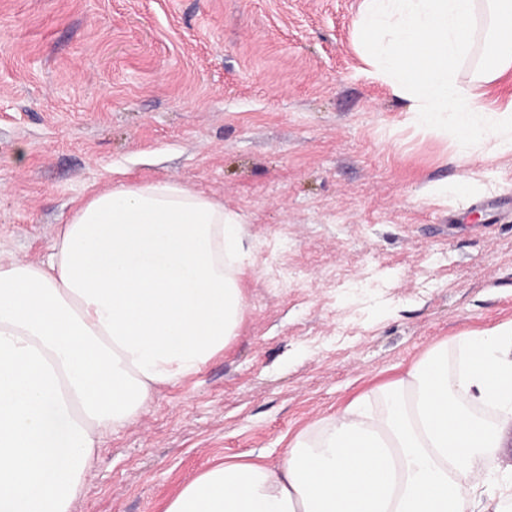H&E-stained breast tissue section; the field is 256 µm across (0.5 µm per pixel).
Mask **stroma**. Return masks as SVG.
I'll return each mask as SVG.
<instances>
[{
	"label": "stroma",
	"instance_id": "35a3bbf8",
	"mask_svg": "<svg viewBox=\"0 0 512 512\" xmlns=\"http://www.w3.org/2000/svg\"><path fill=\"white\" fill-rule=\"evenodd\" d=\"M362 2L0 0V254L43 259L118 182L178 180L247 231L235 338L103 438L72 512H163L225 458L278 463L434 344L512 321V152L460 160L412 124Z\"/></svg>",
	"mask_w": 512,
	"mask_h": 512
}]
</instances>
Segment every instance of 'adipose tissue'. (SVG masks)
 Listing matches in <instances>:
<instances>
[{
	"mask_svg": "<svg viewBox=\"0 0 512 512\" xmlns=\"http://www.w3.org/2000/svg\"><path fill=\"white\" fill-rule=\"evenodd\" d=\"M243 233L174 180L79 204L38 262L0 257V512H72L104 435L198 373L245 308ZM512 323L435 345L318 419L281 463L239 457L164 512H507Z\"/></svg>",
	"mask_w": 512,
	"mask_h": 512,
	"instance_id": "1",
	"label": "adipose tissue"
}]
</instances>
